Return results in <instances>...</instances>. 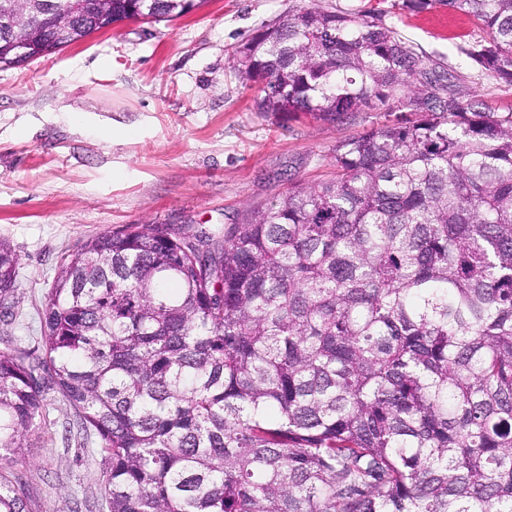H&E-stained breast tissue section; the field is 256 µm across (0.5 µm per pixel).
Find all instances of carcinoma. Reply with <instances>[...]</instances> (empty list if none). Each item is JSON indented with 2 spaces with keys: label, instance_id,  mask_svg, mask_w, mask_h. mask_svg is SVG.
<instances>
[{
  "label": "carcinoma",
  "instance_id": "carcinoma-1",
  "mask_svg": "<svg viewBox=\"0 0 512 512\" xmlns=\"http://www.w3.org/2000/svg\"><path fill=\"white\" fill-rule=\"evenodd\" d=\"M61 2L90 35L204 0ZM441 2L488 32L460 54L512 87V0ZM233 60L267 79L259 112L406 116L221 238L151 224L73 250L45 357L0 352V450L46 416L43 371L100 440L110 512H512V111L376 8L308 0ZM16 267L0 242V305ZM0 512H29L2 476Z\"/></svg>",
  "mask_w": 512,
  "mask_h": 512
}]
</instances>
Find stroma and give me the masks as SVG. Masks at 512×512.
<instances>
[{
  "label": "stroma",
  "mask_w": 512,
  "mask_h": 512,
  "mask_svg": "<svg viewBox=\"0 0 512 512\" xmlns=\"http://www.w3.org/2000/svg\"><path fill=\"white\" fill-rule=\"evenodd\" d=\"M383 0L385 21L451 63L479 99L512 109V88L457 48L484 30L466 15ZM303 0H205L171 21H124L27 64L0 69V240L19 257L17 301L0 316V352L43 356L45 297L68 253L142 224L223 236L246 210L332 172L340 141L380 127L386 110L335 121L254 107L234 50ZM48 414L23 456H0L30 512H109L104 455L45 380Z\"/></svg>",
  "instance_id": "stroma-1"
}]
</instances>
